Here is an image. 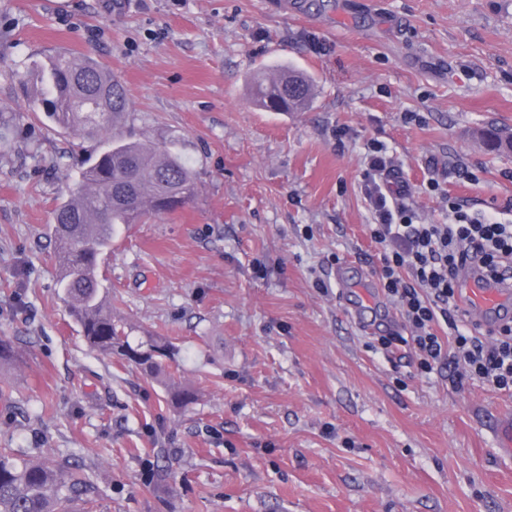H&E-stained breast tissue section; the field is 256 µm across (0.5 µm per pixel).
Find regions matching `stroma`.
I'll list each match as a JSON object with an SVG mask.
<instances>
[{
    "instance_id": "35a3bbf8",
    "label": "stroma",
    "mask_w": 512,
    "mask_h": 512,
    "mask_svg": "<svg viewBox=\"0 0 512 512\" xmlns=\"http://www.w3.org/2000/svg\"><path fill=\"white\" fill-rule=\"evenodd\" d=\"M60 51L120 78L119 136L198 174L183 208L119 226L99 274L130 344L172 342L200 399L174 409L77 332L50 227L103 141L0 76V337L21 356L0 448L84 468L94 512H512V395L377 343L401 317L361 189L377 140L419 223L450 201L512 222V151L476 137L512 127V0H0V73ZM272 65L311 77L308 110L251 103Z\"/></svg>"
}]
</instances>
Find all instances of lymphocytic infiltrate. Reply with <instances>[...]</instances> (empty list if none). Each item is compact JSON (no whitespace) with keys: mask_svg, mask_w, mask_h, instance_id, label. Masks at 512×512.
<instances>
[{"mask_svg":"<svg viewBox=\"0 0 512 512\" xmlns=\"http://www.w3.org/2000/svg\"><path fill=\"white\" fill-rule=\"evenodd\" d=\"M394 173L384 145L371 143L362 183L370 236L383 250L379 282L400 307L419 368L446 366L457 386L476 380L512 393V317L484 334L458 319L463 271H512V224L460 206L452 207L450 223H415L405 190L390 185Z\"/></svg>","mask_w":512,"mask_h":512,"instance_id":"obj_1","label":"lymphocytic infiltrate"}]
</instances>
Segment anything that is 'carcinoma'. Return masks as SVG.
Returning a JSON list of instances; mask_svg holds the SVG:
<instances>
[{"label":"carcinoma","instance_id":"carcinoma-1","mask_svg":"<svg viewBox=\"0 0 512 512\" xmlns=\"http://www.w3.org/2000/svg\"><path fill=\"white\" fill-rule=\"evenodd\" d=\"M9 77L30 89L31 111L44 113L57 127L105 135V148L89 159L50 227L70 316L90 348L108 356L118 353L146 373L164 376L172 406L193 403L195 391L166 374L155 359V353L170 350L169 344L150 339L134 348L123 339L97 268L117 225L172 213L191 200L197 192L196 171L163 144L144 145L113 134L129 102L122 82L103 63L59 54L45 66L34 62ZM311 98L310 80L293 69L260 73L251 86L253 103L268 112H297ZM481 138L493 150L512 147L511 129L487 128ZM93 493L90 478L64 462L21 460L0 448V512H73L76 503L91 512Z\"/></svg>","mask_w":512,"mask_h":512}]
</instances>
